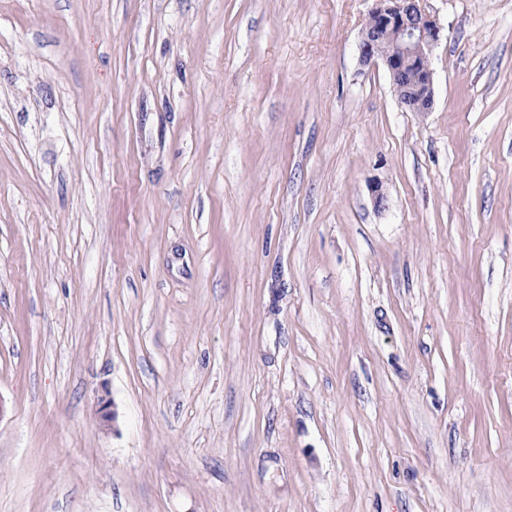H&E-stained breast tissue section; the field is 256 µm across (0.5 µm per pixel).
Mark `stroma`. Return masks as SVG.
I'll return each instance as SVG.
<instances>
[{
	"label": "stroma",
	"mask_w": 512,
	"mask_h": 512,
	"mask_svg": "<svg viewBox=\"0 0 512 512\" xmlns=\"http://www.w3.org/2000/svg\"><path fill=\"white\" fill-rule=\"evenodd\" d=\"M374 6L0 0V512H512V0ZM374 1L361 32L362 58L386 67L405 111L429 112L434 99L430 54L442 28L421 8L422 0Z\"/></svg>",
	"instance_id": "1"
}]
</instances>
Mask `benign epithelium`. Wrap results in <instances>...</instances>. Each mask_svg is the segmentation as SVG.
<instances>
[{"mask_svg":"<svg viewBox=\"0 0 512 512\" xmlns=\"http://www.w3.org/2000/svg\"><path fill=\"white\" fill-rule=\"evenodd\" d=\"M375 2L361 32L362 58L386 67L404 110L428 112L434 99L430 54L442 28L421 8V0Z\"/></svg>","mask_w":512,"mask_h":512,"instance_id":"1","label":"benign epithelium"}]
</instances>
